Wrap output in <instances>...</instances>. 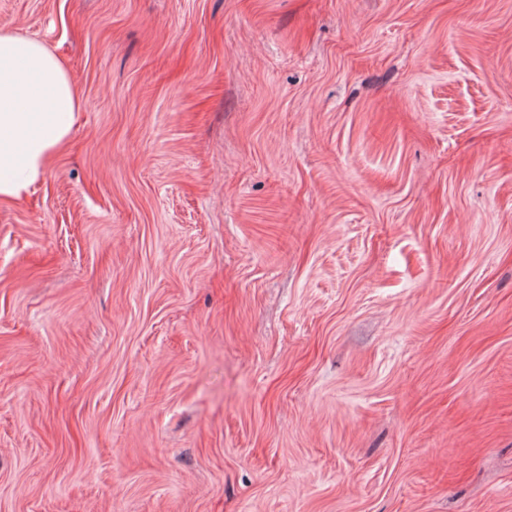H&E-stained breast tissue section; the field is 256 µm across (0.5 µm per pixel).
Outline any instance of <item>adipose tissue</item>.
<instances>
[{
    "label": "adipose tissue",
    "mask_w": 512,
    "mask_h": 512,
    "mask_svg": "<svg viewBox=\"0 0 512 512\" xmlns=\"http://www.w3.org/2000/svg\"><path fill=\"white\" fill-rule=\"evenodd\" d=\"M80 98L43 43L0 32V199L22 200L67 142Z\"/></svg>",
    "instance_id": "ef3b65f1"
}]
</instances>
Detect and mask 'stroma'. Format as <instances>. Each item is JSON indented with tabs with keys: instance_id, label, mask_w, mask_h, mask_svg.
I'll return each mask as SVG.
<instances>
[{
	"instance_id": "35a3bbf8",
	"label": "stroma",
	"mask_w": 512,
	"mask_h": 512,
	"mask_svg": "<svg viewBox=\"0 0 512 512\" xmlns=\"http://www.w3.org/2000/svg\"><path fill=\"white\" fill-rule=\"evenodd\" d=\"M81 107L0 200V512H512V0H0Z\"/></svg>"
}]
</instances>
